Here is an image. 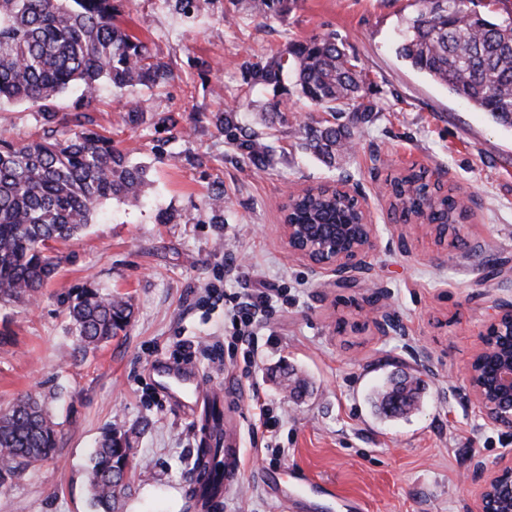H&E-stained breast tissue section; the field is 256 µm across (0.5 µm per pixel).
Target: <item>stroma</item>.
I'll return each mask as SVG.
<instances>
[{
    "instance_id": "35a3bbf8",
    "label": "stroma",
    "mask_w": 512,
    "mask_h": 512,
    "mask_svg": "<svg viewBox=\"0 0 512 512\" xmlns=\"http://www.w3.org/2000/svg\"><path fill=\"white\" fill-rule=\"evenodd\" d=\"M230 0H198L183 13L160 0H120L127 27L168 62L165 85L102 89L89 108L131 162L146 166L138 205L104 203L80 241L64 247L54 280L37 299L0 304V406L18 395L47 398L61 430L52 457L0 489V512H91L84 473L108 427L128 431L136 466L123 512H290L271 481L303 470L336 489L310 494L302 512H475L477 465L512 453V431L467 400V363L477 335L512 301V128L497 123L413 70L394 37L415 0H294L280 21L229 26ZM335 34L365 69L379 112L352 124L355 148L327 165L302 147L300 128L326 113L295 102L284 118L253 108L242 64L292 40ZM144 114L123 117L129 100ZM234 106L244 128L269 137L273 168L246 164L210 122ZM173 116L175 129L158 125ZM40 129L27 104L0 105V138L22 143ZM441 178L475 199L454 233L399 224L389 182L407 170ZM349 177L363 191L378 241L369 269L340 285L289 252L282 230L288 193ZM224 188V221L200 220L205 198ZM131 297L126 331L81 356L63 313L73 288ZM278 288L283 301L260 317L249 368L195 365L206 403L223 402L222 432L243 470L223 500L201 508L192 477L204 414L184 412L157 386L154 367L178 344L226 349L233 329L218 293ZM388 316L381 332L367 309ZM417 381L414 406L397 417L369 398L393 372ZM279 423L277 448L252 433L254 401Z\"/></svg>"
}]
</instances>
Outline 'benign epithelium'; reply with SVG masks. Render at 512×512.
I'll use <instances>...</instances> for the list:
<instances>
[{
  "label": "benign epithelium",
  "instance_id": "obj_1",
  "mask_svg": "<svg viewBox=\"0 0 512 512\" xmlns=\"http://www.w3.org/2000/svg\"><path fill=\"white\" fill-rule=\"evenodd\" d=\"M337 189L354 198L365 217L363 229L349 232L352 244L344 249L336 245V236L342 224L330 225V234L321 238L317 249L324 257L317 261L307 250L295 245L296 225L283 224V234L288 250L305 259L312 267L324 269L336 276L338 282H348L356 272L365 270L366 258L377 242V227L369 218L364 198L346 182L337 183ZM509 325L508 333L499 335L503 324ZM501 336L499 346H494L496 336ZM480 345L467 364V380L472 400L489 418L502 426L512 428V305L498 306L492 321L479 334ZM477 512H486L492 503L499 512H512V456L499 459L492 468L482 471L477 494Z\"/></svg>",
  "mask_w": 512,
  "mask_h": 512
}]
</instances>
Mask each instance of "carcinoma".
<instances>
[{
	"label": "carcinoma",
	"instance_id": "cac0c4a2",
	"mask_svg": "<svg viewBox=\"0 0 512 512\" xmlns=\"http://www.w3.org/2000/svg\"><path fill=\"white\" fill-rule=\"evenodd\" d=\"M293 0H234L236 15L276 19ZM421 8L400 32L397 54L413 69L469 105L512 127V15L498 19L470 7L473 0H419ZM253 90L288 93L292 78L299 97L320 112L354 113L362 122L378 111L364 102L359 65L333 34L297 40L284 52L244 63ZM171 77L168 65L151 55L148 44L118 20L112 0H0V102L27 103L41 114L42 133L20 145L0 140V303L37 297L60 267L59 246L79 240L98 208L112 199L139 201L148 186L146 167L131 163L112 138L96 130L87 109L102 87L117 91L153 88ZM77 92L73 111L59 115L51 102ZM212 123L257 170L272 166L274 149L257 132L244 129L235 110L212 116ZM346 124L302 126L305 150L326 163L348 152ZM395 206L435 225L439 235L459 218L455 197L435 193L422 173L411 171L392 184ZM203 211L224 223V191L207 196ZM291 224H359L352 200L319 185L288 201ZM75 350H97L126 330L133 314L130 298L101 294L86 284L64 308ZM417 387L403 376L389 380L378 396L379 409L396 414V397L408 410ZM58 424L44 398L26 394L0 407V488L21 480L36 463L53 455ZM221 441L199 449L211 462L208 481L196 494L207 507L222 487ZM126 434L105 430L85 473L92 512H119L124 479L133 460Z\"/></svg>",
	"mask_w": 512,
	"mask_h": 512
}]
</instances>
